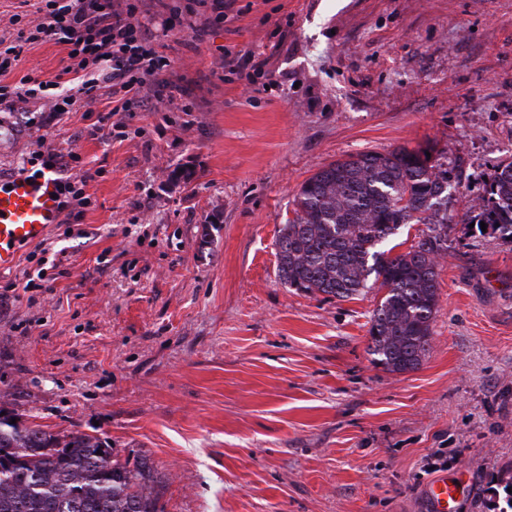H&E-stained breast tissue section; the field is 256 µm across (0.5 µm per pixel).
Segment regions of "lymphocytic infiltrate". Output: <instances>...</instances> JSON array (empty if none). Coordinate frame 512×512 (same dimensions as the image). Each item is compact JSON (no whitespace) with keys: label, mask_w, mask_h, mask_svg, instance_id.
<instances>
[{"label":"lymphocytic infiltrate","mask_w":512,"mask_h":512,"mask_svg":"<svg viewBox=\"0 0 512 512\" xmlns=\"http://www.w3.org/2000/svg\"><path fill=\"white\" fill-rule=\"evenodd\" d=\"M138 2L37 0L36 22L28 20L26 12L13 13L11 39L0 38V112H23L37 101L49 123L100 90L120 95L121 111L146 109L151 93L168 88L164 75L170 62L156 50L157 38L142 20ZM48 39L67 49L60 79L41 80L31 69L18 82L7 83L6 75L22 65L26 47ZM79 160L77 152L42 145L28 159L29 165L63 172L62 207L73 220L90 204L77 180L67 176Z\"/></svg>","instance_id":"obj_1"}]
</instances>
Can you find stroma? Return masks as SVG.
<instances>
[{
  "mask_svg": "<svg viewBox=\"0 0 512 512\" xmlns=\"http://www.w3.org/2000/svg\"><path fill=\"white\" fill-rule=\"evenodd\" d=\"M173 87L50 125L0 113V175L38 144L81 157L92 204L43 240L58 266L0 270V400L24 422L145 453L165 512H429L421 459L470 479L457 512L512 496V244L463 216L512 161V0H141ZM265 60L246 87L231 59ZM435 144L448 252L431 349L392 373L368 352L382 293L282 285L276 240L301 183L349 155Z\"/></svg>",
  "mask_w": 512,
  "mask_h": 512,
  "instance_id": "35a3bbf8",
  "label": "stroma"
}]
</instances>
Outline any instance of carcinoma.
<instances>
[{"label":"carcinoma","instance_id":"cac0c4a2","mask_svg":"<svg viewBox=\"0 0 512 512\" xmlns=\"http://www.w3.org/2000/svg\"><path fill=\"white\" fill-rule=\"evenodd\" d=\"M434 147L352 154L300 186L276 246L281 283L349 299L384 291L369 350L392 373L429 353L448 251V168ZM486 234L512 241V162L499 165L470 214ZM405 224H426L400 253L386 247ZM0 414V512H164L166 479L149 455L123 457L96 435L10 423Z\"/></svg>","mask_w":512,"mask_h":512}]
</instances>
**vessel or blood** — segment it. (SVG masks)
I'll return each mask as SVG.
<instances>
[{
  "label": "vessel or blood",
  "instance_id": "vessel-or-blood-1",
  "mask_svg": "<svg viewBox=\"0 0 512 512\" xmlns=\"http://www.w3.org/2000/svg\"><path fill=\"white\" fill-rule=\"evenodd\" d=\"M57 178L49 173L33 178L16 174L0 180V270L13 267L22 247L42 242L59 223L62 200ZM464 485L437 478L425 495L431 512H455Z\"/></svg>",
  "mask_w": 512,
  "mask_h": 512
}]
</instances>
